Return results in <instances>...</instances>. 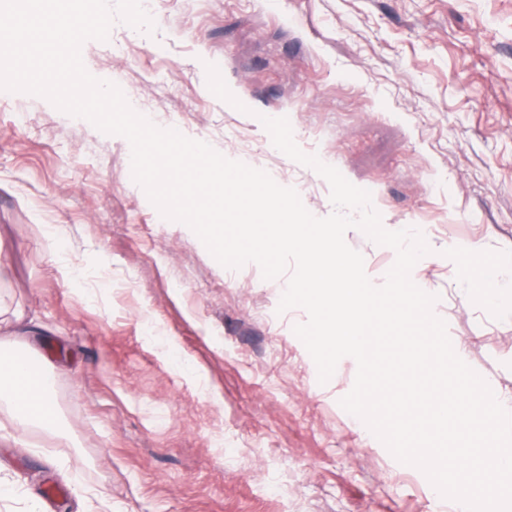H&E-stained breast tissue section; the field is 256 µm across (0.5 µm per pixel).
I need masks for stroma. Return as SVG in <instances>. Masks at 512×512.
I'll use <instances>...</instances> for the list:
<instances>
[{
  "label": "stroma",
  "mask_w": 512,
  "mask_h": 512,
  "mask_svg": "<svg viewBox=\"0 0 512 512\" xmlns=\"http://www.w3.org/2000/svg\"><path fill=\"white\" fill-rule=\"evenodd\" d=\"M81 48L162 128L333 210L306 154L368 190L385 229L420 230L411 271L457 355L512 401V0H153ZM216 64L241 108L215 96ZM374 285L395 251L352 228ZM476 243L480 253L462 255ZM287 276L222 266L132 178L131 147L24 92L0 94V336L41 362L57 423L17 434L0 402V512H460L340 401L278 312Z\"/></svg>",
  "instance_id": "stroma-1"
}]
</instances>
